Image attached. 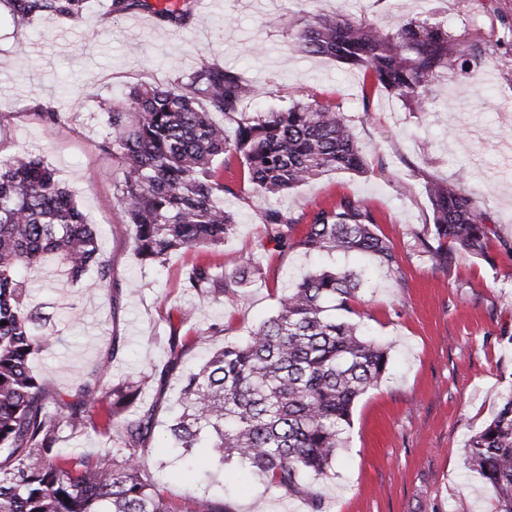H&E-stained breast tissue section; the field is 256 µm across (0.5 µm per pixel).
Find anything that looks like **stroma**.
<instances>
[{
    "label": "stroma",
    "instance_id": "obj_1",
    "mask_svg": "<svg viewBox=\"0 0 512 512\" xmlns=\"http://www.w3.org/2000/svg\"><path fill=\"white\" fill-rule=\"evenodd\" d=\"M148 2V9L113 16L109 0H94L77 22L45 18L32 26L0 9V153L22 147L55 169L93 224L110 269L104 281L91 269L78 281L37 287L38 302L57 316L59 336L33 357V370L49 378L51 394L64 397L103 359L110 362L109 382L140 381L133 408L153 409L156 418L143 461L163 494L181 505L205 482L175 462L168 443L180 376L247 336L306 275L351 268L368 285L360 323L389 344L390 370L357 403L321 485L329 512H495L490 491L467 466L466 445L512 394V74L484 66L451 83L435 81V106L422 114L368 88L362 72L298 52L291 31L265 20L291 11L344 14L393 30L425 19L492 56L503 19L512 18V0H211L186 28L156 17L178 0ZM204 62L250 81L246 112L306 99L341 103L368 169L330 173L264 201L241 191L240 167L230 162L224 181L237 192L225 195L224 208L236 217L235 233L220 249L177 252L145 267L114 201L124 167L101 150L105 130L91 115L103 104L123 103L134 86L172 83ZM47 102L68 114L51 128L36 115ZM432 181L460 183L490 215L487 258L460 254L441 269L424 255ZM344 195L375 212L399 255V275L367 256L282 255L269 246L261 274L240 294L204 303L184 288L196 261L228 272L239 267L246 249L264 238V205L299 215ZM174 333L188 339L175 363ZM169 362L175 368L163 386L153 373ZM219 480L233 512H310L304 501L235 466Z\"/></svg>",
    "mask_w": 512,
    "mask_h": 512
}]
</instances>
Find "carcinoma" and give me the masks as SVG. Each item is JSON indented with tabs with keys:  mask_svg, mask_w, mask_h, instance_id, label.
Instances as JSON below:
<instances>
[{
	"mask_svg": "<svg viewBox=\"0 0 512 512\" xmlns=\"http://www.w3.org/2000/svg\"><path fill=\"white\" fill-rule=\"evenodd\" d=\"M13 19H80L91 0H0ZM147 0H111L110 13L149 9ZM159 20L188 26V0L158 12ZM295 29L297 48L363 72L371 84L426 112L432 83L453 80L457 68L484 50H466L439 23L414 21L385 31L339 14L278 16ZM251 86L238 72L202 64L188 81L141 85L126 101L98 115L102 148L126 167L115 186L120 215L133 228L142 262L173 252L219 248L236 222L224 210V165L237 160L257 198L280 195L325 173H363L367 162L341 106L313 99L286 109L242 112ZM220 115L234 126L227 137ZM432 209L431 262L446 266L457 254L484 256L491 229L473 197L445 182L427 187ZM268 240L281 253H358L393 274L401 263L392 241L378 233L373 211L342 197L301 216L261 211ZM105 281L97 234L71 192L41 161L19 149L0 155V512H179L144 470L141 452L154 431V413H121L140 383H99L108 365L97 363L69 401L49 395L48 379L31 358L51 343L23 269L76 280L90 266ZM255 255L226 273L209 261L189 268L184 288L207 301L234 295L251 274ZM362 284L348 270L313 272L288 290L276 313L243 342L217 349L180 379L181 413L169 427L172 447L193 467L195 451L209 449L212 465L237 463L288 497L325 512L321 482L343 447L356 402L386 374L388 347L364 335L357 317ZM115 426L121 441L97 455L63 456L62 433ZM468 465L494 495L496 512H512V394L496 416L468 441ZM192 512H232L224 498L203 493Z\"/></svg>",
	"mask_w": 512,
	"mask_h": 512,
	"instance_id": "1",
	"label": "carcinoma"
}]
</instances>
